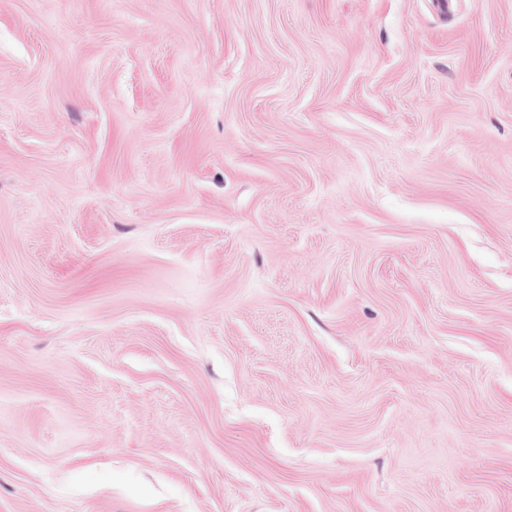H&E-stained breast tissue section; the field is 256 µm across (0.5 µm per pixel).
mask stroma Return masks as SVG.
<instances>
[{"label":"stroma","mask_w":512,"mask_h":512,"mask_svg":"<svg viewBox=\"0 0 512 512\" xmlns=\"http://www.w3.org/2000/svg\"><path fill=\"white\" fill-rule=\"evenodd\" d=\"M0 512H512V0H0Z\"/></svg>","instance_id":"obj_1"}]
</instances>
